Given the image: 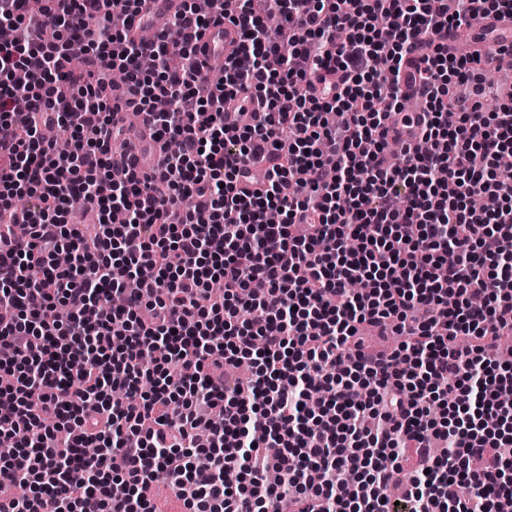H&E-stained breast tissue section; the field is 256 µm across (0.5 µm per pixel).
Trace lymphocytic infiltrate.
<instances>
[{"label": "lymphocytic infiltrate", "instance_id": "lymphocytic-infiltrate-1", "mask_svg": "<svg viewBox=\"0 0 512 512\" xmlns=\"http://www.w3.org/2000/svg\"><path fill=\"white\" fill-rule=\"evenodd\" d=\"M50 2L0 0V512H163L159 481L183 512H512V468L470 466L512 445V88L439 40L512 0H183L148 40L112 24L141 0ZM224 18L240 48L211 80L197 42ZM422 39L419 140L394 152ZM123 110L160 148L145 171L112 150Z\"/></svg>", "mask_w": 512, "mask_h": 512}]
</instances>
